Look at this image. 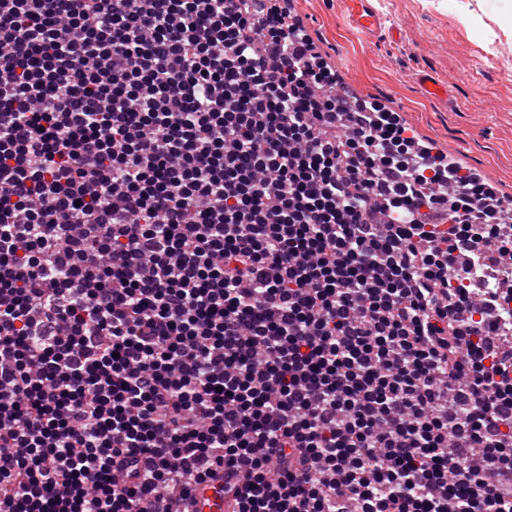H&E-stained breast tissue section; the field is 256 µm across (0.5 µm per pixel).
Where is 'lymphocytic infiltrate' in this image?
Returning a JSON list of instances; mask_svg holds the SVG:
<instances>
[{
	"mask_svg": "<svg viewBox=\"0 0 512 512\" xmlns=\"http://www.w3.org/2000/svg\"><path fill=\"white\" fill-rule=\"evenodd\" d=\"M264 0H0V512H512V233Z\"/></svg>",
	"mask_w": 512,
	"mask_h": 512,
	"instance_id": "obj_1",
	"label": "lymphocytic infiltrate"
}]
</instances>
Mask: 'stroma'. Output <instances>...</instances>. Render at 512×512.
<instances>
[{
	"instance_id": "1",
	"label": "stroma",
	"mask_w": 512,
	"mask_h": 512,
	"mask_svg": "<svg viewBox=\"0 0 512 512\" xmlns=\"http://www.w3.org/2000/svg\"><path fill=\"white\" fill-rule=\"evenodd\" d=\"M399 41L359 35L344 0H290L339 85L400 113L417 140L454 156L512 197V38L476 30L512 0H376ZM453 83L451 100L425 98L418 74Z\"/></svg>"
}]
</instances>
